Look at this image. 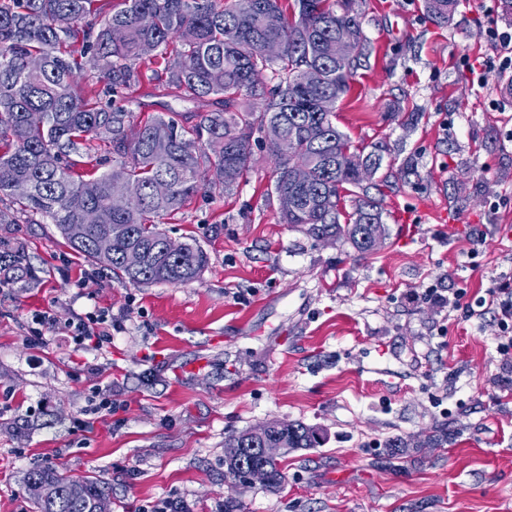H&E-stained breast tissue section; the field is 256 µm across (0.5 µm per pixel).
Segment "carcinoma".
Returning <instances> with one entry per match:
<instances>
[{
  "label": "carcinoma",
  "mask_w": 512,
  "mask_h": 512,
  "mask_svg": "<svg viewBox=\"0 0 512 512\" xmlns=\"http://www.w3.org/2000/svg\"><path fill=\"white\" fill-rule=\"evenodd\" d=\"M95 0H0V205L31 224H53L78 253L121 284H185L208 262L197 244L174 242L161 227L202 190L233 191L252 167L251 138L295 140L288 158L276 159L268 199L284 224L315 239L349 244L362 254L387 233L372 183L361 185L360 160L381 168L391 154L385 141L354 151L347 134L317 109L323 95L343 97L362 57L369 53L356 0H118L94 9ZM460 0H423L427 15L446 25ZM70 27L56 26L59 16ZM345 34L360 46L345 67L336 65ZM267 41L285 52L262 55ZM165 62L162 89L184 102L212 99L216 108L195 114L192 125L168 111L146 121L103 96L131 90L141 67ZM318 65L323 82H300L301 65ZM92 71L105 88L78 91ZM90 169L78 173L75 158ZM308 163L311 181L291 180ZM30 192L18 195L15 184ZM351 186L361 191L349 222L340 223L336 200ZM135 247L143 263L130 269L124 253ZM39 279L20 246L0 240V284L27 288ZM271 434L288 436L295 449L317 448L322 428L301 421H272ZM249 431L224 441L226 473L260 462ZM422 442L387 441L393 459ZM35 512H92L111 497L96 477L74 478L59 467H36L25 477Z\"/></svg>",
  "instance_id": "obj_1"
}]
</instances>
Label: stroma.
<instances>
[{
	"label": "stroma",
	"mask_w": 512,
	"mask_h": 512,
	"mask_svg": "<svg viewBox=\"0 0 512 512\" xmlns=\"http://www.w3.org/2000/svg\"><path fill=\"white\" fill-rule=\"evenodd\" d=\"M372 45L334 122L353 145L391 143L382 171L388 234L369 255L280 223L266 199L275 165L253 138V166L230 194L199 193L165 229L208 265L183 285L121 284L51 224L1 213L0 238L42 269L0 286V512H32L27 470L60 465L112 487V512H512V341L481 296L512 273V92L472 88L464 57L491 54L511 27L499 0H462L448 25L423 0H359ZM136 115L206 102L155 96ZM419 113L412 129L401 114ZM413 160L417 172L400 168ZM109 309L120 328L100 350L69 337L30 344L32 312ZM123 406L83 430L97 387ZM272 420L322 428L288 453L275 490L227 477L224 442ZM447 431L446 443L392 460L395 436Z\"/></svg>",
	"instance_id": "1"
}]
</instances>
